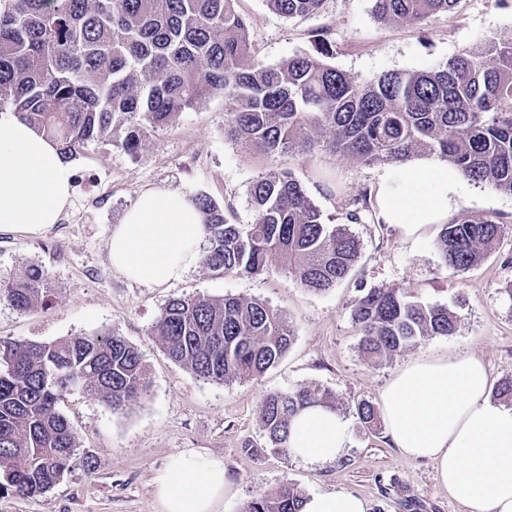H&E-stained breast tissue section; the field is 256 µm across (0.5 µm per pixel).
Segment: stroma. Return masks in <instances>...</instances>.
I'll use <instances>...</instances> for the list:
<instances>
[{"label":"stroma","instance_id":"35a3bbf8","mask_svg":"<svg viewBox=\"0 0 512 512\" xmlns=\"http://www.w3.org/2000/svg\"><path fill=\"white\" fill-rule=\"evenodd\" d=\"M373 0H326L320 13L285 19L264 0H237L248 21L254 54L268 64L312 50L317 34L329 32V62L359 82L380 75L433 67L454 56L477 52L512 32V0H459L448 14L422 26L386 24L372 11ZM224 97H210L200 109L184 112L153 132L138 156L119 145L93 142L71 159L75 188L70 207L57 224L41 231L0 232V278L42 267L56 295L46 307L20 312L0 302V338L50 342L85 333L118 332L135 346L149 372L147 391L112 411L76 389L60 403L79 435L80 446L96 457L93 472L74 459L70 472L34 498L0 495V512H156L153 478L180 451L223 458L232 481L220 512H244L258 495L290 482L302 496L345 491L362 497L368 512H465L436 479L434 466L393 448L385 431H364L353 422L355 405L378 403L391 377L411 359L468 352L488 365L492 381L512 377V236H505L477 267H447L436 248L440 226L419 241L401 237L387 224H355L361 257L336 288L315 293L303 288L279 261L270 260L254 277L219 276L204 261L178 282L145 288L121 276L108 254L112 229L142 190L208 194L234 224H248L253 208L248 189L272 158L237 148L224 138ZM297 179L324 213H341L346 199L374 190L391 164H364L327 154L290 163ZM341 185L325 196L318 173ZM491 214L512 226V195L463 181L448 211ZM401 288L424 303L456 306L458 328L432 336L390 359H367L351 311L360 289ZM227 294L268 302L287 318L294 340L280 361L255 382L206 381L172 362L151 326L174 296ZM300 386L332 391L341 415L350 419V440L336 460L307 464L289 449L268 448L259 425L267 393ZM252 449H245V442Z\"/></svg>","mask_w":512,"mask_h":512}]
</instances>
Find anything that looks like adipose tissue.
<instances>
[{"instance_id":"ef3b65f1","label":"adipose tissue","mask_w":512,"mask_h":512,"mask_svg":"<svg viewBox=\"0 0 512 512\" xmlns=\"http://www.w3.org/2000/svg\"><path fill=\"white\" fill-rule=\"evenodd\" d=\"M73 169L56 146L13 114H0V231L43 230L57 223L72 197ZM461 188L447 163L412 167L380 178L377 219L419 240L446 223ZM204 239L202 216L186 196L151 187L115 225L112 267L146 288L181 280ZM490 372L470 353L420 357L381 392L391 445L411 460L434 464L438 482L467 512H512V406L489 397ZM349 424L337 411L310 407L292 421L288 446L309 464L338 457ZM157 512H218L231 482L222 458L183 451L153 480Z\"/></svg>"}]
</instances>
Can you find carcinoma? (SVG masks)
Instances as JSON below:
<instances>
[{"mask_svg":"<svg viewBox=\"0 0 512 512\" xmlns=\"http://www.w3.org/2000/svg\"><path fill=\"white\" fill-rule=\"evenodd\" d=\"M285 19L319 12L325 0H265ZM458 0H374L388 24H419ZM236 0H8L0 9V112L11 111L54 141L63 158L111 141L135 157L150 133L182 112L224 95V137L281 164L249 189L253 220L232 224L207 194L190 196L203 216L205 261L218 275L254 276L268 261L300 285L326 292L358 262L351 224L374 217L369 193L342 216L326 214L287 167L317 151L371 164L405 165L433 156L475 183L512 195V34L481 52L434 68L389 72L363 84L326 61L329 33L311 52L278 65L251 55ZM490 215L445 224L436 241L444 263L465 271L507 233ZM38 266L0 283V300L24 312L50 302ZM351 317L371 360L394 356L429 336H451L458 314L412 301L400 288H363ZM151 332L170 360L204 380H257L291 345L289 322L268 303L234 295L174 296ZM149 385L138 350L124 337L81 334L51 342L0 339V494L37 497L69 472L78 436L59 411L80 388L123 409ZM326 389L267 394L258 418L268 445L287 444L291 421L308 406H334ZM353 415L369 431L379 413L368 401ZM288 482L245 512H301Z\"/></svg>","mask_w":512,"mask_h":512,"instance_id":"obj_1","label":"carcinoma"}]
</instances>
